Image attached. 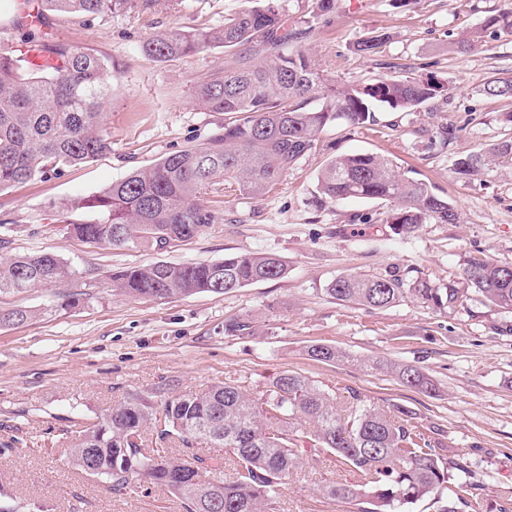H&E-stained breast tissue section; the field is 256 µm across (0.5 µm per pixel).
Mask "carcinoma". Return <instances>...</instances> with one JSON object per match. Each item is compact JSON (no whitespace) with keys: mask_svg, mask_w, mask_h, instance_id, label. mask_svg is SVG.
Segmentation results:
<instances>
[{"mask_svg":"<svg viewBox=\"0 0 512 512\" xmlns=\"http://www.w3.org/2000/svg\"><path fill=\"white\" fill-rule=\"evenodd\" d=\"M133 0H40L22 42L41 47L48 60L21 59L18 46L0 41V191L50 171L89 162L112 150L104 133L101 106L112 95V67L78 45H54L37 32L44 11L92 17L130 9ZM512 36V6L483 21L482 30ZM287 19L265 0L224 19L215 27L180 26L152 35L141 45L154 60L197 54L212 47L242 49L239 66L201 81L196 95L210 112L228 115L224 133L209 142L172 152L137 168L91 197L62 206V222L76 237L112 248L154 245L160 249L196 237L215 222L203 198L219 190L243 198L264 195L283 174L315 148L317 134L344 120L375 121L378 107L414 112L442 98L447 86L434 76L381 77L369 83L332 84L301 51L289 49ZM262 55L252 63L251 56ZM484 91L512 100V79L488 82ZM495 159L512 162V140L487 152L456 159L453 170L469 177ZM319 199L334 202L379 199L389 203L383 222L405 237L422 224H454L452 204L426 183L400 175L383 156L356 153L329 161L318 177ZM86 210L98 219L80 221ZM286 272L282 259L268 252H240L214 262H157L112 271V283L132 299L168 300L209 292L228 294ZM72 267L50 253L15 254L0 260V295L62 283ZM326 292L342 304L369 309L392 307L411 296L433 310L462 306L477 294L512 312V262L471 256L460 280L435 284L417 278L357 273L333 279ZM36 312L0 309V327L23 324ZM233 336H251L249 316L225 324ZM324 363L351 361L334 345L307 347ZM370 372L386 371L403 385L432 393L435 385L419 367L383 359L361 360ZM163 442L178 441L183 453L148 444L147 431ZM212 444L235 457L232 475L199 448ZM318 448L355 472L354 483H327L323 496L345 502L352 512H412L429 498L439 512L474 509L468 485L457 474L448 445L413 422L400 404L371 405L353 390L338 398L299 373L280 374L259 397L230 382L194 393L169 395L161 387L131 394L104 416L83 423L65 452L73 465L121 491L145 479L185 501L188 512H279L281 491L305 463L301 449ZM455 496L443 498L448 485Z\"/></svg>","mask_w":512,"mask_h":512,"instance_id":"carcinoma-1","label":"carcinoma"}]
</instances>
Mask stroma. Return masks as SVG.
Segmentation results:
<instances>
[{
    "label": "stroma",
    "instance_id": "1",
    "mask_svg": "<svg viewBox=\"0 0 512 512\" xmlns=\"http://www.w3.org/2000/svg\"><path fill=\"white\" fill-rule=\"evenodd\" d=\"M255 0H135L131 9L94 18L52 11L42 27L54 41L104 57L114 75L104 101L112 150L77 167L0 192V238L10 253L46 252L71 265L64 284L0 297V308L27 307L37 318L0 327V508L15 512H186L166 489L140 481L122 491L90 477L63 452L87 418L109 413L126 395L167 386L174 394L226 381L257 396L280 372H297L329 392L353 389L378 406L411 408L436 432L468 484L478 512H512V313L479 296L436 311L408 298L367 310L342 306L327 285L345 273L445 283L471 255L512 262V165L492 164L457 177L454 160L512 138V101L488 96L486 83L512 79V36L482 30L503 0H335L320 14L316 0H277L293 48L305 52L336 85L379 77L434 75L448 96L415 112L387 107L374 122L327 125L312 152L265 195L212 197L216 220L197 237L164 249L111 248L67 232L60 206L95 195L131 170L190 145L207 143L226 117L200 105V78L235 66L221 47L169 61L145 57L155 32L191 22L217 26ZM474 49L453 51L466 32ZM377 34L379 52L358 51ZM374 153L399 172L426 181L455 207L454 224H424L408 237L379 221V200L316 204L317 178L341 155ZM239 252H271L283 277L229 294L198 293L162 302L134 300L112 288L113 269L217 261ZM82 300L62 308L65 296ZM251 315L253 335H226V322ZM331 344L353 355L420 367L434 381L427 395L391 376L350 363H323L307 348ZM305 468L281 496L282 512H349L324 498L328 480H353L333 455L306 452Z\"/></svg>",
    "mask_w": 512,
    "mask_h": 512
}]
</instances>
